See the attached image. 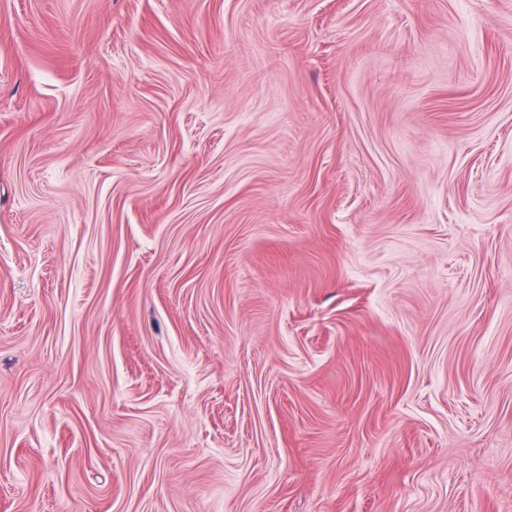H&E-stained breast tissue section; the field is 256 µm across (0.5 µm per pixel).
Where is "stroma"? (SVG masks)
<instances>
[{"instance_id": "1", "label": "stroma", "mask_w": 512, "mask_h": 512, "mask_svg": "<svg viewBox=\"0 0 512 512\" xmlns=\"http://www.w3.org/2000/svg\"><path fill=\"white\" fill-rule=\"evenodd\" d=\"M0 512H512V0H0Z\"/></svg>"}]
</instances>
